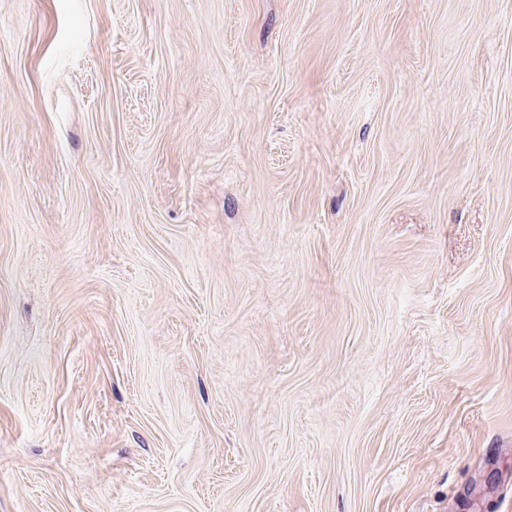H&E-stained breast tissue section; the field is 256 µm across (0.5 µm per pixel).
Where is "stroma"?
I'll list each match as a JSON object with an SVG mask.
<instances>
[{"mask_svg":"<svg viewBox=\"0 0 512 512\" xmlns=\"http://www.w3.org/2000/svg\"><path fill=\"white\" fill-rule=\"evenodd\" d=\"M512 512V0H0V512Z\"/></svg>","mask_w":512,"mask_h":512,"instance_id":"35a3bbf8","label":"stroma"}]
</instances>
